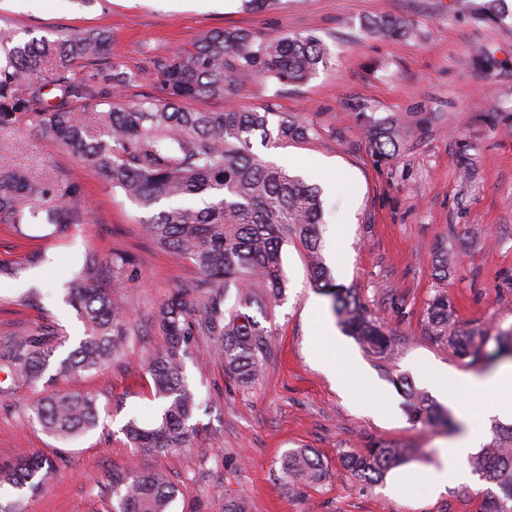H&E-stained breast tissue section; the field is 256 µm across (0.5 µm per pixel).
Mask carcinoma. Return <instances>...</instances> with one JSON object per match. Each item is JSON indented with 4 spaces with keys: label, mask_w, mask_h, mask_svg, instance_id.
I'll return each instance as SVG.
<instances>
[{
    "label": "carcinoma",
    "mask_w": 512,
    "mask_h": 512,
    "mask_svg": "<svg viewBox=\"0 0 512 512\" xmlns=\"http://www.w3.org/2000/svg\"><path fill=\"white\" fill-rule=\"evenodd\" d=\"M364 27L384 37L409 33L406 20L391 15L370 18ZM109 40L105 32L24 43L1 37L0 128L25 116L34 131L51 134L112 187L152 211L144 224L153 243L179 253L200 272L156 311L154 322L166 342L150 354L147 369L159 412L148 425L136 417L127 420L123 432L132 447L161 454L192 441L200 403L185 371L195 337L207 336L220 345L224 372L238 383H252L264 371L272 353L271 331L239 308L226 306V299L250 282L254 290L247 306L261 310L277 300L286 288L282 245L288 240L308 253L313 281L328 289L342 329L372 354L389 358L393 343L388 329L370 316L354 289L337 290L330 281L316 230L323 221L319 188L251 151L255 135L264 143L284 145L317 135L316 127L286 112L234 104L236 94L254 79L285 87L328 67L331 54L324 42L310 34L264 39L246 29L226 28L179 56L153 62L167 98L119 103L116 94L135 79L121 65L109 62L81 77L74 72L75 64L99 59ZM48 59L59 63L55 82L61 96L53 105L45 103L44 85L35 79ZM224 97L228 104L221 111L183 106L189 99ZM70 100L96 107L97 126L67 107ZM367 139L375 156L386 160L400 152L403 128L394 118H369ZM82 196L74 181L46 182L25 170L0 168V224L40 217L51 235L66 238L86 223ZM136 266L137 257L129 252L85 256L65 294L84 326L77 346L54 359L66 337L51 326L0 343V394L19 380L39 382L51 368L56 377H74L110 363L129 336L128 312L115 303L112 292L128 287ZM428 317L432 335L460 356L478 358L491 339L496 356H512V327L498 328L492 337L460 333L453 327V307L445 294L433 297ZM410 399L413 421L427 427L452 425L448 410L427 395L412 390ZM34 414L46 434L63 441L99 424L97 400L85 393L50 394ZM412 452L378 443L346 456V462L356 474L378 479ZM469 465L487 484L482 512H512V426H495L491 442L470 457ZM52 473V463L31 458L1 473L0 486L36 492ZM283 473L294 483H311L321 479L322 464L311 449L296 448L285 456ZM108 485L116 500L113 512H168L176 495L164 474L132 468L112 473Z\"/></svg>",
    "instance_id": "carcinoma-1"
}]
</instances>
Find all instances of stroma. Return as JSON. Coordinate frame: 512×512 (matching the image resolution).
<instances>
[{"instance_id":"1","label":"stroma","mask_w":512,"mask_h":512,"mask_svg":"<svg viewBox=\"0 0 512 512\" xmlns=\"http://www.w3.org/2000/svg\"><path fill=\"white\" fill-rule=\"evenodd\" d=\"M483 0H283L249 11L242 0H0V30L15 41L70 32L109 30L111 60L135 73L128 100L160 99L154 61L190 49L204 35L244 28L263 38L313 34L332 61L308 81L276 91L247 85L237 102L248 109L288 112L315 124L313 138L278 146L252 138L253 152L322 190V255L338 284L355 289L369 314L396 338L386 361L353 337L321 335L336 325L327 296L318 294L304 248L283 246L288 286L257 314L273 334L274 354L257 381L242 385L224 373V358L205 336L187 364L200 408L189 447L139 454L122 431L131 414L151 419L157 402L146 370L164 337L154 324L160 303L198 269L147 236L148 212L69 154L54 138L26 124L0 130V166L43 179L65 175L82 187L89 221L64 239L34 219L23 232L0 224V264L19 270L0 281V342L54 325L69 343L83 326L64 304L63 284L85 254L122 250L139 260L128 294L135 333L107 369L74 380L16 383L0 396V471L33 456L58 463L48 484L24 493L22 512H106L108 475L135 468L165 472L177 489L172 512H481L483 481L452 484L431 494L423 475L439 462L452 434L411 422L391 382L409 375L430 392L436 368L488 375L504 365L486 345L479 361L453 353L433 336L429 303L445 292L462 332L512 326V0L500 14L477 19ZM396 15L411 25L393 39L368 33L363 23ZM406 122L403 149L377 162L366 137V118ZM447 254L440 281L433 264ZM42 265H33V257ZM42 288V303L21 300ZM321 311L312 313L310 299ZM360 375L357 390L339 377ZM92 393L99 427L63 442L46 435L32 408L51 393ZM386 442L415 449L402 464L410 493L396 497L387 481L371 483L343 463ZM292 448L312 449L325 474L310 485L286 482L282 462Z\"/></svg>"}]
</instances>
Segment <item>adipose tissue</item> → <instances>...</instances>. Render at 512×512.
Returning <instances> with one entry per match:
<instances>
[{
	"label": "adipose tissue",
	"mask_w": 512,
	"mask_h": 512,
	"mask_svg": "<svg viewBox=\"0 0 512 512\" xmlns=\"http://www.w3.org/2000/svg\"><path fill=\"white\" fill-rule=\"evenodd\" d=\"M460 385L476 390L489 398L487 414L512 416V405H503L497 401L498 396H512V364L503 365L488 376L454 375L445 370H437L433 373L432 386L440 399H447L448 395L453 394L456 387ZM480 442V434L469 429L449 442L447 447L441 448L438 465L430 467L426 474L431 491H442L451 483L469 482L471 473L467 460L473 449L479 447Z\"/></svg>",
	"instance_id": "ef3b65f1"
}]
</instances>
